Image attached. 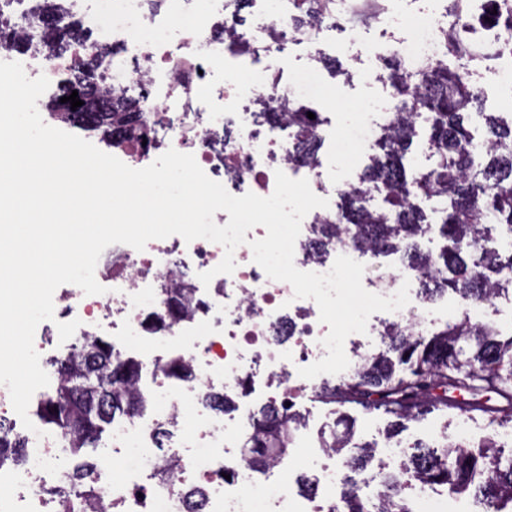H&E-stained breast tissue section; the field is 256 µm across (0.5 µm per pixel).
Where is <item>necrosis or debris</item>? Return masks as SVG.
I'll use <instances>...</instances> for the list:
<instances>
[{
  "mask_svg": "<svg viewBox=\"0 0 512 512\" xmlns=\"http://www.w3.org/2000/svg\"><path fill=\"white\" fill-rule=\"evenodd\" d=\"M253 0L263 12L261 27L238 23L234 0H56V13L65 21H79L83 31L67 55H51L34 37L23 17L33 0H0V34L9 39L0 48V61L22 63L28 77L46 76L48 95L58 94L63 76L76 60L108 45L112 54L100 67L99 85L139 100L150 119V145L125 143L120 160L134 169L152 164L167 150L195 157L199 166L232 195L252 192L266 197L275 188V173L307 179L312 191L337 195L352 181L326 187L321 166L303 163L297 154L287 119L267 121L262 102L305 112H322L327 88L322 82L320 58L335 47L337 35L357 47L364 60L363 74L379 80L386 59L405 69L420 71L443 57V39L453 20L448 0H398L387 19L356 21L353 0H325L316 18L296 22L294 0ZM383 26L375 43H367L370 28ZM230 32L238 47L229 52L216 28ZM306 52L309 63L297 72L272 68L270 57L287 60L290 49ZM384 116L363 115L333 133L340 155L365 156L373 147ZM316 208L303 219L295 242L294 264L302 271L327 273L336 256L311 255L306 245L314 224L330 217ZM264 227L247 231L246 244L235 251L236 269L202 284L199 275L223 259L222 245L177 235L149 241L138 251L115 244L101 254L97 267L104 294L87 295L75 285L54 292V317L59 322L79 320L73 337L57 344L67 359L76 342L112 330V346L126 357L142 354L162 341L164 354L154 356L145 390L154 402L149 416L125 415L113 422L110 446L120 454L132 440L148 444L157 425L181 423L194 408L198 425L170 453L178 468L168 481L155 476L156 462L146 453L136 466L115 477L110 461L90 475L91 485L112 512H188L191 487L205 492V512H340L334 491L346 478L334 449L321 451L323 466L316 473V495L298 494L291 472L311 451L300 437L293 453L283 455L264 470L249 467L244 457L242 428L227 429L223 413L205 409L209 393L253 394L266 389L268 402L290 413V405L310 382L299 376L301 367L325 357L322 344L329 327L320 320L315 301L297 299L292 286L268 278L254 262L250 241L265 237ZM191 289L193 311L174 323H164L167 288ZM185 362L188 377L168 376L164 364ZM27 448L21 467L0 468V512H50L57 493L66 490L69 452L54 432H26ZM208 448L207 459L196 460L192 449Z\"/></svg>",
  "mask_w": 512,
  "mask_h": 512,
  "instance_id": "obj_1",
  "label": "necrosis or debris"
}]
</instances>
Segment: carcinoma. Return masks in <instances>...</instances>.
<instances>
[{"label":"carcinoma","instance_id":"1","mask_svg":"<svg viewBox=\"0 0 512 512\" xmlns=\"http://www.w3.org/2000/svg\"><path fill=\"white\" fill-rule=\"evenodd\" d=\"M461 2H448L458 27L446 35L443 61L418 72L394 65L386 70L397 117L384 123L358 185L340 193L335 216L315 225L314 244L322 253L335 243L347 244L380 267L393 256L412 268L426 297L451 291L478 304L501 296L504 285L512 287V251L504 247V240L512 239V117L484 110L470 77L486 58L468 30L485 23L512 27V17L493 13L500 0H484L481 17L468 14ZM43 43L65 53L71 45L68 27L50 29ZM96 73L97 66L78 64L63 80L61 96L76 84L90 87L89 106L103 102L106 111L97 113L89 130L114 147L149 139L136 101L119 99L115 92L98 95ZM288 123L304 155L314 157L319 146L315 120L291 110ZM431 199L439 202L434 212L444 240L437 252L421 244L433 230L423 206ZM384 344L381 352L362 357L349 378L320 393L341 426L324 447L353 449L345 457L348 472H362L372 452L371 445L354 442L351 408L381 412L396 429L429 411L478 415L494 428L512 425V336L501 339L495 325L474 324L464 316L429 336H417L393 324L386 327ZM57 373L37 413L74 457L96 448L116 415L147 407L138 390L141 364L113 352L103 339L77 344ZM300 424L298 414L287 417L275 407L252 416L245 444L248 463L255 469L267 466L289 447L292 430ZM23 448L24 439L0 419V467L20 464ZM93 468L88 461L76 466L59 512L92 507L95 494L85 476ZM415 482L471 494L505 512L512 505V455L503 458L493 439L476 450L452 441L440 452L429 444L414 445L401 470L381 478L371 507L357 492L355 479H349L341 492L343 512H410L405 491Z\"/></svg>","mask_w":512,"mask_h":512}]
</instances>
